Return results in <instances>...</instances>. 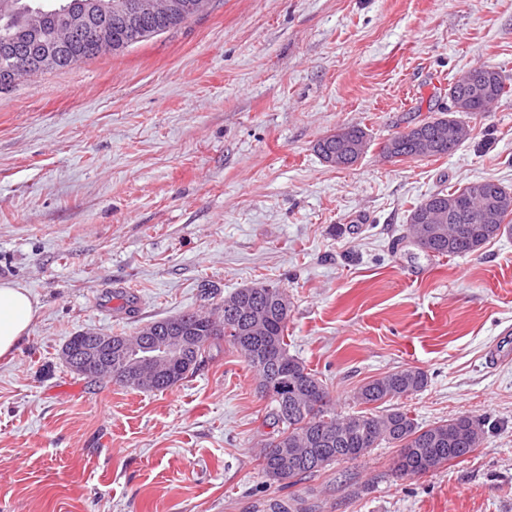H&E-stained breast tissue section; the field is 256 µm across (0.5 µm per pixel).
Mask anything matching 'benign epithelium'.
I'll return each mask as SVG.
<instances>
[{
    "mask_svg": "<svg viewBox=\"0 0 512 512\" xmlns=\"http://www.w3.org/2000/svg\"><path fill=\"white\" fill-rule=\"evenodd\" d=\"M85 22V11L64 6L60 11L57 29L65 36L81 28ZM148 335L152 339L141 345L127 343L119 348L120 360L112 362V337L101 334H86L81 345L68 349L64 361L79 372H94L120 379L132 386L137 382L134 374L125 370L124 364L131 361L142 372L161 375L166 365L173 364L194 349V337L190 336L178 319L156 328H151Z\"/></svg>",
    "mask_w": 512,
    "mask_h": 512,
    "instance_id": "benign-epithelium-1",
    "label": "benign epithelium"
}]
</instances>
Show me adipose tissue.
Wrapping results in <instances>:
<instances>
[{"instance_id": "ef3b65f1", "label": "adipose tissue", "mask_w": 512, "mask_h": 512, "mask_svg": "<svg viewBox=\"0 0 512 512\" xmlns=\"http://www.w3.org/2000/svg\"><path fill=\"white\" fill-rule=\"evenodd\" d=\"M40 311L38 300L19 283L0 282V358L12 356Z\"/></svg>"}]
</instances>
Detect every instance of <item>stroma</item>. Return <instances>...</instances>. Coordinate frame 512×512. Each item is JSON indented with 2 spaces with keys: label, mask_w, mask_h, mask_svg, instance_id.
Here are the masks:
<instances>
[{
  "label": "stroma",
  "mask_w": 512,
  "mask_h": 512,
  "mask_svg": "<svg viewBox=\"0 0 512 512\" xmlns=\"http://www.w3.org/2000/svg\"><path fill=\"white\" fill-rule=\"evenodd\" d=\"M486 65L512 86V0H209L181 26L0 91V281L41 309L0 359V512H512V233L439 258L413 204L480 180L512 191V93L452 154L388 158ZM358 125L351 167L316 141ZM258 282L285 288L288 351L341 416L407 367L422 427L467 416L471 455L399 476L398 448L285 487L254 371L215 341L165 391L73 372L71 336L133 335Z\"/></svg>",
  "instance_id": "obj_1"
}]
</instances>
